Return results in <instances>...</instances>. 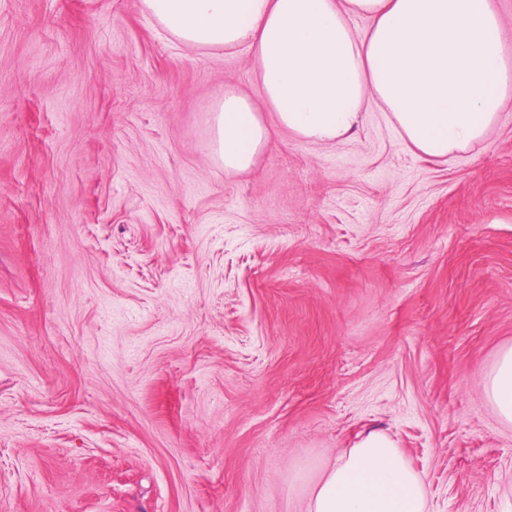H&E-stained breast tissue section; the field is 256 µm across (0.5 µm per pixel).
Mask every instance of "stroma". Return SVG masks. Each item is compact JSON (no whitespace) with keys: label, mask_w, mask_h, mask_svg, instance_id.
<instances>
[{"label":"stroma","mask_w":512,"mask_h":512,"mask_svg":"<svg viewBox=\"0 0 512 512\" xmlns=\"http://www.w3.org/2000/svg\"><path fill=\"white\" fill-rule=\"evenodd\" d=\"M228 84L140 0H0V512H304L373 428L430 512H512V104L441 161L372 102L335 144L268 112L228 175ZM210 118V152L224 165L226 174L245 172L256 162L270 142V130L262 118L264 109L234 87H224ZM484 390L499 418L512 424V346L500 350L484 381Z\"/></svg>","instance_id":"1"}]
</instances>
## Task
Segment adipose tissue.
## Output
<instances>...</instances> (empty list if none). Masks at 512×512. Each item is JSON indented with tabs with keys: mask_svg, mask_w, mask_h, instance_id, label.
<instances>
[{
	"mask_svg": "<svg viewBox=\"0 0 512 512\" xmlns=\"http://www.w3.org/2000/svg\"><path fill=\"white\" fill-rule=\"evenodd\" d=\"M191 50L247 48L262 99L228 86L210 118V152L225 173L249 170L280 127L330 144L360 127L366 101L387 112L419 156L445 159L480 140L512 99L501 21L490 0H141ZM370 19L365 35L351 27ZM512 424V346L484 381ZM306 512H429L422 476L396 442L371 430L306 490Z\"/></svg>",
	"mask_w": 512,
	"mask_h": 512,
	"instance_id": "ef3b65f1",
	"label": "adipose tissue"
}]
</instances>
